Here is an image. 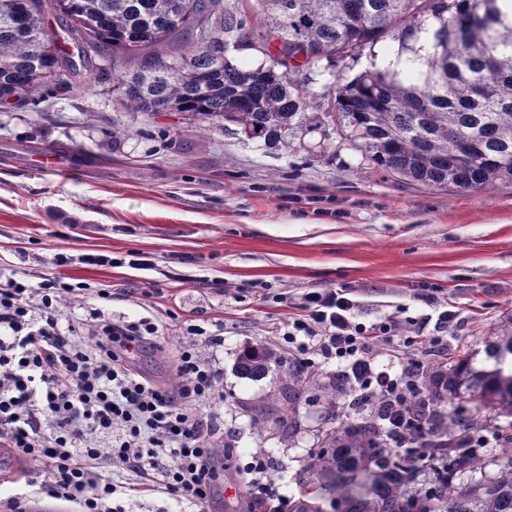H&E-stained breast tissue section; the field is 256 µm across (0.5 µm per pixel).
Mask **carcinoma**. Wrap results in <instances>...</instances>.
I'll return each mask as SVG.
<instances>
[{"label":"carcinoma","mask_w":512,"mask_h":512,"mask_svg":"<svg viewBox=\"0 0 512 512\" xmlns=\"http://www.w3.org/2000/svg\"><path fill=\"white\" fill-rule=\"evenodd\" d=\"M236 2L0 0V104L70 91L99 60L112 65L100 73L119 104L144 120L175 112L276 149L314 130L300 116L315 92L290 74L388 37L324 118L373 171L438 189L512 184V10L501 0H259L261 23ZM241 41L256 63H239ZM282 363L250 345L237 371L259 381ZM422 387L435 406L466 397L493 414L497 447H471L458 408L446 419L432 411L429 443L386 454L374 428L343 422L288 512H512V319L482 349L430 369Z\"/></svg>","instance_id":"cac0c4a2"}]
</instances>
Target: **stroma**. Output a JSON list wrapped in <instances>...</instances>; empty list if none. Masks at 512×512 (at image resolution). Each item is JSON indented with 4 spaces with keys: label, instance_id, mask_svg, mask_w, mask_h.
<instances>
[{
    "label": "stroma",
    "instance_id": "35a3bbf8",
    "mask_svg": "<svg viewBox=\"0 0 512 512\" xmlns=\"http://www.w3.org/2000/svg\"><path fill=\"white\" fill-rule=\"evenodd\" d=\"M370 50L309 73L319 110L338 84L365 69ZM121 131L113 140V131ZM76 148L72 174L37 166L32 154ZM145 253L158 269L184 256L179 279L150 291L151 272L75 263L56 253ZM0 271L66 276L111 289L108 302L69 304L73 316L99 309L112 319L164 320L166 340L137 355L141 373L172 385L180 325L218 318L224 341L198 339L205 360L222 371L224 397L211 407L217 443L239 460L265 454L289 496L307 485L308 464L327 432L366 420L354 392L335 401L301 397L292 422L257 419L288 377L280 367L259 381L235 371L248 345H275L280 327L312 289H344L359 321L438 315L453 305L460 322L448 348L427 350L428 365L482 349L512 317V185L480 191L435 190L367 169L361 155L324 127L271 150L214 127L199 133L179 115L144 121L121 108L109 84L89 82L48 97L34 109H0ZM435 293L439 304L427 308ZM44 474L29 462L0 478V499L27 494L32 512L55 499L40 494Z\"/></svg>",
    "mask_w": 512,
    "mask_h": 512
}]
</instances>
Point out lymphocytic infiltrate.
I'll list each match as a JSON object with an SVG mask.
<instances>
[{"label":"lymphocytic infiltrate","instance_id":"obj_1","mask_svg":"<svg viewBox=\"0 0 512 512\" xmlns=\"http://www.w3.org/2000/svg\"><path fill=\"white\" fill-rule=\"evenodd\" d=\"M88 294L112 298L110 289L62 277L0 279V446L40 463L41 493L74 503L79 512H125L115 495L150 491L147 476L154 470L162 472L166 493L211 512L224 465L210 412L220 373L199 357L195 341L217 339L223 322L181 327L177 381L162 386L132 366L136 353L159 345L163 331L153 318L114 321L97 313L81 333L63 323L64 301ZM297 308L278 345L298 375L308 379L335 363L337 382L363 396L385 447L426 441L431 405L420 386L422 356L448 345L455 311L439 313L434 333L418 322L400 340L397 320L359 322L355 301L332 289L302 294ZM115 464L136 483L117 485L105 476ZM236 472L251 501L288 512L284 483L271 478L263 455H252Z\"/></svg>","mask_w":512,"mask_h":512}]
</instances>
